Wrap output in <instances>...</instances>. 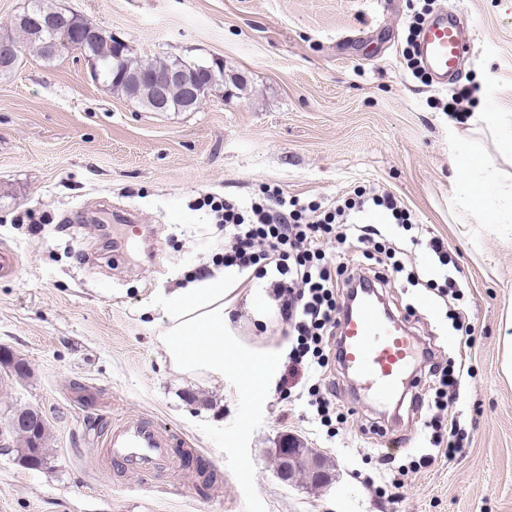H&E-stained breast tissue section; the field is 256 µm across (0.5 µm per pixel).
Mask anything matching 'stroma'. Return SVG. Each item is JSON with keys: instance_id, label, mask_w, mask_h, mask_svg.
<instances>
[{"instance_id": "1", "label": "stroma", "mask_w": 512, "mask_h": 512, "mask_svg": "<svg viewBox=\"0 0 512 512\" xmlns=\"http://www.w3.org/2000/svg\"><path fill=\"white\" fill-rule=\"evenodd\" d=\"M93 19L142 62H219L224 81L193 112H151L95 78L69 52L26 47L13 20L30 0H0V48L18 54L0 72V248L19 274L0 276V350L29 365L14 380L0 364V423L37 409L50 436L41 467L0 450V512H512V241L476 224L455 200L458 157L470 144L499 155L489 126L512 117V0H431L457 10L471 50L460 79L471 95L448 114L450 90L415 77L405 59L409 0H45ZM332 203L377 186L412 213L417 246L405 273L382 267L380 293L438 361L472 367L447 414L464 449L418 468L433 447L411 397L380 406L342 365L331 369L346 423L322 426L303 385L284 386L289 338L278 307L257 321L235 302L231 331L244 350H274L268 392L249 395L242 372L185 377L157 338L164 297L215 264L224 227L200 194L247 205L261 184ZM133 213L150 239L108 252L99 225ZM448 245L473 343L448 317ZM406 316V315H405ZM128 414L185 442L166 470L117 473L95 433ZM317 450L327 480L283 481L288 439ZM390 454L398 472L376 461ZM401 483L398 500L378 487Z\"/></svg>"}]
</instances>
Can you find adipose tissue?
Listing matches in <instances>:
<instances>
[{
	"instance_id": "adipose-tissue-1",
	"label": "adipose tissue",
	"mask_w": 512,
	"mask_h": 512,
	"mask_svg": "<svg viewBox=\"0 0 512 512\" xmlns=\"http://www.w3.org/2000/svg\"><path fill=\"white\" fill-rule=\"evenodd\" d=\"M461 168L455 187L458 205L477 223L494 226L512 240V186L501 182L494 158L467 151ZM241 283L237 270L218 269L166 296V324L158 341L175 372L220 377L225 367L237 365L248 380L267 387L273 370L270 353H244L230 329V309Z\"/></svg>"
}]
</instances>
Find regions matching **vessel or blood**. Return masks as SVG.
Wrapping results in <instances>:
<instances>
[{"instance_id": "b4317fda", "label": "vessel or blood", "mask_w": 512, "mask_h": 512, "mask_svg": "<svg viewBox=\"0 0 512 512\" xmlns=\"http://www.w3.org/2000/svg\"><path fill=\"white\" fill-rule=\"evenodd\" d=\"M470 49L455 12L441 11L422 29L420 56L439 84L457 78L458 62ZM340 348L343 365L381 399L391 398L409 386V369L420 353L408 323L384 315L369 296L353 313L343 315ZM176 444L173 435L138 416L112 421L99 432V446L110 467L142 475L170 465Z\"/></svg>"}]
</instances>
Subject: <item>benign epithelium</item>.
Returning a JSON list of instances; mask_svg holds the SVG:
<instances>
[{"mask_svg":"<svg viewBox=\"0 0 512 512\" xmlns=\"http://www.w3.org/2000/svg\"><path fill=\"white\" fill-rule=\"evenodd\" d=\"M18 24L25 28L31 36L43 39L44 48L50 55L61 53L65 47V44L53 38V34L59 31H64L70 34L71 39L85 44H92L102 36V32L98 28L84 24L63 12L43 18L24 14L18 18ZM116 77L124 80L133 89L142 84L150 85L153 90V108L157 112L166 111L170 93L175 88L182 92L183 107L189 111L193 110L199 102L201 85L205 84L211 87L214 84V81L208 78L207 73L188 71L181 67L172 68L159 74L128 73L118 69ZM40 420V415L31 408L17 411L8 418L5 424L0 426V441L27 428L35 433L39 432ZM280 453V475L283 479L291 477L298 466L303 465L308 471L310 480L315 483L324 482L323 464L320 463L318 454L312 453L305 456L300 453L293 442L288 443V447L280 449Z\"/></svg>","mask_w":512,"mask_h":512,"instance_id":"benign-epithelium-1","label":"benign epithelium"}]
</instances>
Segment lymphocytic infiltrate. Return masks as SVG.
Returning <instances> with one entry per match:
<instances>
[{
    "label": "lymphocytic infiltrate",
    "instance_id": "f902f5d3",
    "mask_svg": "<svg viewBox=\"0 0 512 512\" xmlns=\"http://www.w3.org/2000/svg\"><path fill=\"white\" fill-rule=\"evenodd\" d=\"M262 200L249 208L230 199L204 196L218 223L224 226V264L259 276H271L282 320L296 337L288 365L301 369L308 384L309 403L321 423L343 420L336 395L327 386L331 364L340 358L336 331L346 304L345 291L382 283L381 275L367 277L348 249H361L365 259L391 257L382 230L362 223L359 215L374 208L388 213L396 224L408 225L412 214L395 196L374 188L355 190L353 196L330 206L289 196L278 187L262 190ZM433 379V400L415 395L414 408L434 444H446L448 455L461 453L459 433L443 412L456 397L469 369L465 363L440 365L431 350H424Z\"/></svg>",
    "mask_w": 512,
    "mask_h": 512
}]
</instances>
